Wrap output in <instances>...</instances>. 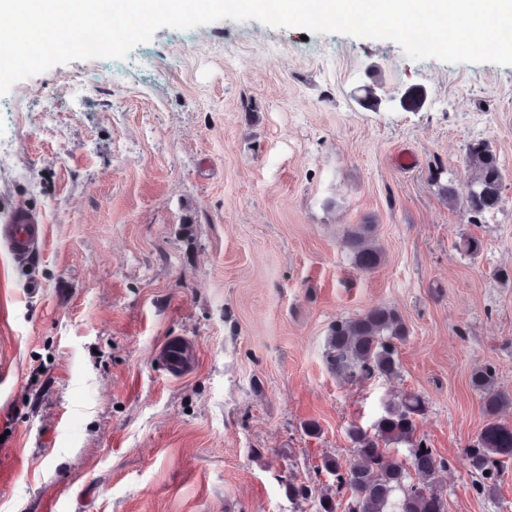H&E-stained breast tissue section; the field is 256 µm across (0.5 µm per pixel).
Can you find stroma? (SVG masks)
Instances as JSON below:
<instances>
[{
  "mask_svg": "<svg viewBox=\"0 0 512 512\" xmlns=\"http://www.w3.org/2000/svg\"><path fill=\"white\" fill-rule=\"evenodd\" d=\"M476 140L504 181L473 220L442 187L463 189ZM0 152V223L46 226L25 261L0 246V512H316L282 477L325 487L314 465L350 460L348 424L403 391L452 462L448 512H512V462L488 499L466 456L472 371L494 364L512 394V66L255 20L164 27L0 94ZM366 220L371 271L344 245ZM377 306L409 328L400 373L348 384L328 328ZM172 336L196 348L180 377L158 358Z\"/></svg>",
  "mask_w": 512,
  "mask_h": 512,
  "instance_id": "35a3bbf8",
  "label": "stroma"
}]
</instances>
